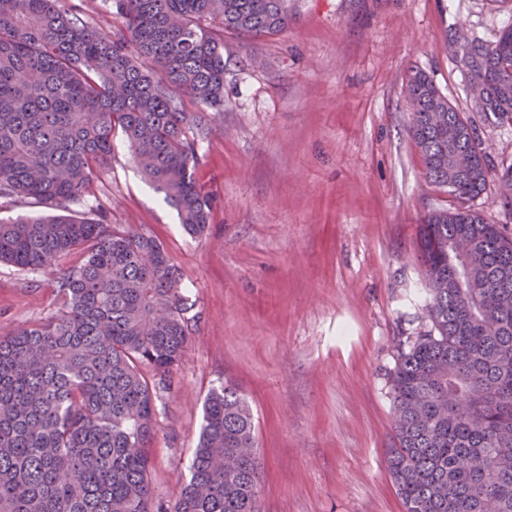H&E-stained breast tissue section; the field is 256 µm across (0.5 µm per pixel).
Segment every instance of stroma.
<instances>
[{"label": "stroma", "instance_id": "stroma-1", "mask_svg": "<svg viewBox=\"0 0 512 512\" xmlns=\"http://www.w3.org/2000/svg\"><path fill=\"white\" fill-rule=\"evenodd\" d=\"M281 33L224 37V110L199 146L213 199L186 235L117 144L81 211L159 238L195 319L159 403L156 499L189 478L207 393L235 384L263 465L257 512H403L387 471L388 372L423 330L418 231L454 198L423 177L407 133L410 70L479 113L457 62L493 42L512 0H288ZM56 284L0 265V337L55 310Z\"/></svg>", "mask_w": 512, "mask_h": 512}]
</instances>
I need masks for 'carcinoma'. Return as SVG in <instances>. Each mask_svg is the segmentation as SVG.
I'll return each instance as SVG.
<instances>
[{"instance_id": "carcinoma-1", "label": "carcinoma", "mask_w": 512, "mask_h": 512, "mask_svg": "<svg viewBox=\"0 0 512 512\" xmlns=\"http://www.w3.org/2000/svg\"><path fill=\"white\" fill-rule=\"evenodd\" d=\"M111 5L120 29L62 0H0V200L44 208L0 217V264L57 283L53 314L0 338V512H255V417L229 381L206 396L179 499L156 505L148 448L193 304L158 238L74 207L120 136L184 231L202 235L213 201L196 182L197 145L224 111V34L282 32L288 0ZM481 50L493 68H475ZM458 63L483 85V123L511 126L512 87L497 86L496 69H512V25ZM406 94L424 178L458 205L421 227L429 325L389 372L387 470L403 512H512V236L468 205L494 171L511 201L512 163L493 164L424 72H410Z\"/></svg>"}]
</instances>
